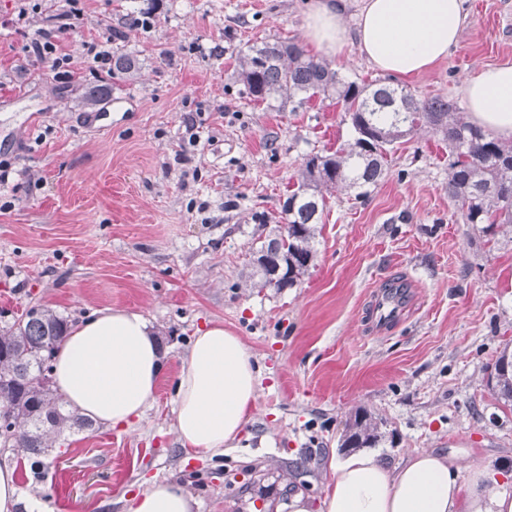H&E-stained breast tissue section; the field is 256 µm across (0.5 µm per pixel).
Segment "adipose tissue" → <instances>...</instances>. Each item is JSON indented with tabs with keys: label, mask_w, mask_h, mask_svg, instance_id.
Masks as SVG:
<instances>
[{
	"label": "adipose tissue",
	"mask_w": 512,
	"mask_h": 512,
	"mask_svg": "<svg viewBox=\"0 0 512 512\" xmlns=\"http://www.w3.org/2000/svg\"><path fill=\"white\" fill-rule=\"evenodd\" d=\"M347 0H311L306 39L337 56L354 43L381 73L411 77L446 59L468 22L464 0H364L347 35ZM460 92L472 123L512 139V63L488 65ZM166 361L149 321L125 309L97 310L75 324L57 350L52 381L67 403L97 423L131 425L148 408ZM258 370L238 336L214 324L194 337L174 384L175 430L183 445L219 456L248 421ZM333 478L320 512H512V492L484 469L462 482L447 456L410 455L395 468L356 453L330 463ZM179 485L154 480L130 498L127 512H194Z\"/></svg>",
	"instance_id": "ef3b65f1"
}]
</instances>
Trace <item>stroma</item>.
Listing matches in <instances>:
<instances>
[{
    "instance_id": "1",
    "label": "stroma",
    "mask_w": 512,
    "mask_h": 512,
    "mask_svg": "<svg viewBox=\"0 0 512 512\" xmlns=\"http://www.w3.org/2000/svg\"><path fill=\"white\" fill-rule=\"evenodd\" d=\"M310 0H84L64 36L80 57L111 37L133 72L57 79L0 28V326L33 306L77 323L92 311L142 313L166 352L145 414L132 425L70 432L47 472L0 447L21 512H125L150 479L182 484L196 512H318L351 414L383 422L387 466L423 450L512 474V403L487 381L512 347V236L464 222L450 202L448 149L401 139L386 177L360 201L327 202L314 267L292 288L248 280L251 249L273 234L304 156L352 136L339 107L297 112L250 102L232 75L247 45L302 38ZM448 58L402 78L418 97L460 99L481 67L512 62V0H467ZM154 15L129 30L134 11ZM412 302L386 332L372 299L390 279ZM223 324L259 371L239 439L209 457L174 429L173 386L197 330Z\"/></svg>"
}]
</instances>
